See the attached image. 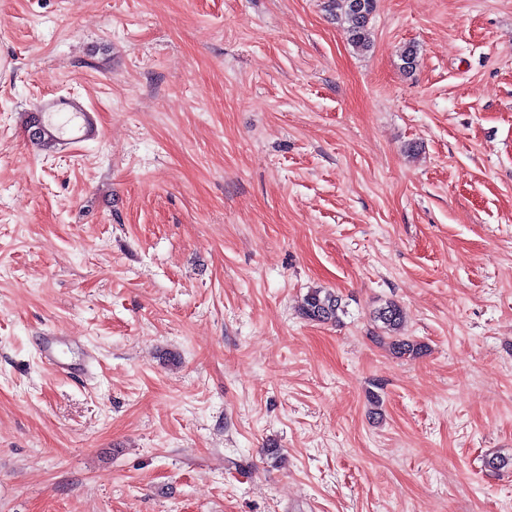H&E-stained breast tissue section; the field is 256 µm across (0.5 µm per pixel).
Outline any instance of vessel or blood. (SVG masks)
Listing matches in <instances>:
<instances>
[{"label":"vessel or blood","mask_w":512,"mask_h":512,"mask_svg":"<svg viewBox=\"0 0 512 512\" xmlns=\"http://www.w3.org/2000/svg\"><path fill=\"white\" fill-rule=\"evenodd\" d=\"M95 107L75 94L48 93L36 105L39 117V143L56 148L70 147L102 138ZM63 337L47 334L40 338L39 354L46 365L59 373L70 371L71 365L58 354Z\"/></svg>","instance_id":"obj_1"}]
</instances>
